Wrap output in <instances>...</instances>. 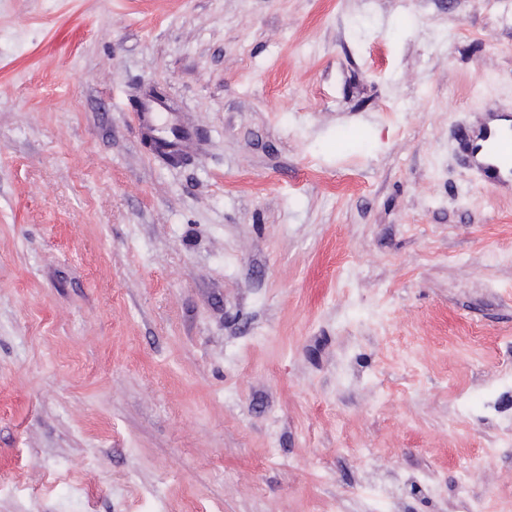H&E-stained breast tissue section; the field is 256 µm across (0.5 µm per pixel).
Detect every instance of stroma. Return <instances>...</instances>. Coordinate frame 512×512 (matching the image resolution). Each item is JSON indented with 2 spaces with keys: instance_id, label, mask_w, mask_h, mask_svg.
<instances>
[{
  "instance_id": "obj_1",
  "label": "stroma",
  "mask_w": 512,
  "mask_h": 512,
  "mask_svg": "<svg viewBox=\"0 0 512 512\" xmlns=\"http://www.w3.org/2000/svg\"><path fill=\"white\" fill-rule=\"evenodd\" d=\"M490 110L512 0H0V512H512ZM463 146L484 186L495 190L512 186V125L504 131L484 122L471 130Z\"/></svg>"
}]
</instances>
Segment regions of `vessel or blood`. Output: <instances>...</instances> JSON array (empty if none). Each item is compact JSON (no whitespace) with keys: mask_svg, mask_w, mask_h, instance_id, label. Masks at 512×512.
<instances>
[{"mask_svg":"<svg viewBox=\"0 0 512 512\" xmlns=\"http://www.w3.org/2000/svg\"><path fill=\"white\" fill-rule=\"evenodd\" d=\"M463 146L484 186H512V128L481 124L466 136Z\"/></svg>","mask_w":512,"mask_h":512,"instance_id":"b4317fda","label":"vessel or blood"}]
</instances>
